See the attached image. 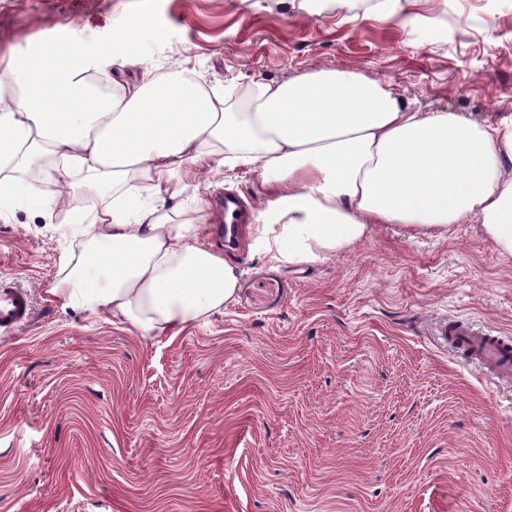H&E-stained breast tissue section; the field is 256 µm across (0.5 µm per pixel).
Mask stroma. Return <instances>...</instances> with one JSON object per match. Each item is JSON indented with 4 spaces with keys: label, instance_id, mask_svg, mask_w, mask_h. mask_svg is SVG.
Masks as SVG:
<instances>
[{
    "label": "stroma",
    "instance_id": "35a3bbf8",
    "mask_svg": "<svg viewBox=\"0 0 512 512\" xmlns=\"http://www.w3.org/2000/svg\"><path fill=\"white\" fill-rule=\"evenodd\" d=\"M376 0L309 14L300 0H0V56L32 37L111 44L144 82L187 76L238 99L255 83L352 67L426 110L512 115V0H414L403 26ZM169 38L140 42L126 18ZM42 210L0 220V279L33 313L0 331V512H512V385L432 336L442 318L512 336V257L479 224H398L335 258L286 268L241 236L223 312L142 339L51 289L78 254L68 222L97 199L24 174ZM259 208V181L213 164L214 191Z\"/></svg>",
    "mask_w": 512,
    "mask_h": 512
}]
</instances>
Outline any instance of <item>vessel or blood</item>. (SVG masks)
Returning a JSON list of instances; mask_svg holds the SVG:
<instances>
[{"label": "vessel or blood", "mask_w": 512, "mask_h": 512, "mask_svg": "<svg viewBox=\"0 0 512 512\" xmlns=\"http://www.w3.org/2000/svg\"><path fill=\"white\" fill-rule=\"evenodd\" d=\"M30 314L27 291L0 281V330L18 329ZM434 334L465 360L479 365L493 383L512 382V338L475 329L466 321L445 319L436 322Z\"/></svg>", "instance_id": "obj_1"}]
</instances>
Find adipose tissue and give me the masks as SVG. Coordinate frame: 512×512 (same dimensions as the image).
Masks as SVG:
<instances>
[{"mask_svg":"<svg viewBox=\"0 0 512 512\" xmlns=\"http://www.w3.org/2000/svg\"><path fill=\"white\" fill-rule=\"evenodd\" d=\"M138 58L115 38L25 45L0 76V218L36 207L17 177L32 157L54 189L83 178L99 195L69 222L85 251L57 282L64 306L135 329L178 335L223 312L238 266L194 224L176 221L183 192L212 163L259 180L253 245L285 266L322 263L376 225L420 230L476 221L512 257V115L478 121L425 112L392 84L353 68L258 83L236 104L183 75L128 82ZM111 68L110 96L86 91L89 70Z\"/></svg>","mask_w":512,"mask_h":512,"instance_id":"adipose-tissue-1","label":"adipose tissue"}]
</instances>
